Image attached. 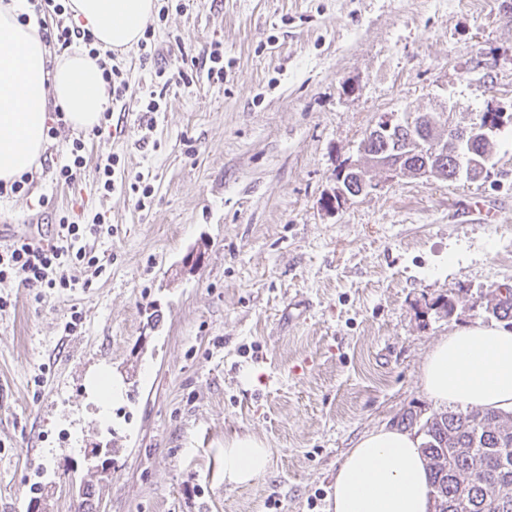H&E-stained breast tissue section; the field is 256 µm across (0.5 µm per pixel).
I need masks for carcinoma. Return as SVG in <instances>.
Listing matches in <instances>:
<instances>
[{
    "label": "carcinoma",
    "instance_id": "carcinoma-1",
    "mask_svg": "<svg viewBox=\"0 0 512 512\" xmlns=\"http://www.w3.org/2000/svg\"><path fill=\"white\" fill-rule=\"evenodd\" d=\"M410 116L395 128L403 140L422 139ZM448 141L444 156V180L454 182L465 176L474 180L486 171L492 143L479 131L461 140L454 130H438ZM390 141L379 136L364 145L362 158L374 159L386 151ZM509 297L492 291L485 311L504 327L512 329V287ZM423 442L428 462L431 499L436 512H512L501 508L499 494L512 502V414L494 409H447L428 417Z\"/></svg>",
    "mask_w": 512,
    "mask_h": 512
}]
</instances>
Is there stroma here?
Wrapping results in <instances>:
<instances>
[{"instance_id":"35a3bbf8","label":"stroma","mask_w":512,"mask_h":512,"mask_svg":"<svg viewBox=\"0 0 512 512\" xmlns=\"http://www.w3.org/2000/svg\"><path fill=\"white\" fill-rule=\"evenodd\" d=\"M156 4L159 55L117 51L129 90L110 127L60 128L30 194L0 197V245L66 213L112 226L87 235L101 269H74L77 288L0 284V512H77L87 482L96 512H327L361 436L418 434L440 412L427 353L490 324L488 294L512 284V0ZM213 47L219 83L193 68ZM161 69L195 79L148 115ZM487 111L504 116L487 176L376 169L339 199L336 173L380 115ZM78 138L86 167L56 183ZM103 371L119 387L104 417L89 394ZM236 437L270 451L242 486L224 482ZM98 443L112 446L104 483L85 462Z\"/></svg>"}]
</instances>
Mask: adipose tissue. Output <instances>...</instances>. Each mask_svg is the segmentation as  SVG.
<instances>
[{"label": "adipose tissue", "instance_id": "1", "mask_svg": "<svg viewBox=\"0 0 512 512\" xmlns=\"http://www.w3.org/2000/svg\"><path fill=\"white\" fill-rule=\"evenodd\" d=\"M154 0H70L74 21L102 48L138 42ZM111 100L97 62L77 48L54 57L28 0L0 4V181L31 170L48 142L47 107L76 129L98 126ZM443 405L512 411V330L475 325L451 333L428 354L421 375ZM269 453L254 438L224 445V480L244 485L266 472ZM429 483L421 443L405 429L362 436L339 465L328 512H427Z\"/></svg>", "mask_w": 512, "mask_h": 512}]
</instances>
